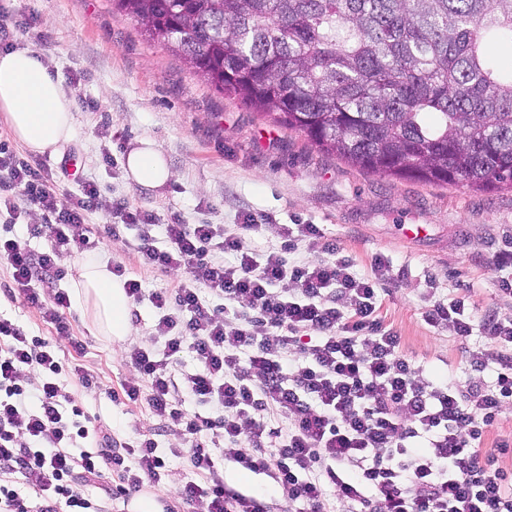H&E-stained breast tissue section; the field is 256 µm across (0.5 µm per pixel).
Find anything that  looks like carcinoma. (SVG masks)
I'll list each match as a JSON object with an SVG mask.
<instances>
[{
	"instance_id": "1",
	"label": "carcinoma",
	"mask_w": 512,
	"mask_h": 512,
	"mask_svg": "<svg viewBox=\"0 0 512 512\" xmlns=\"http://www.w3.org/2000/svg\"><path fill=\"white\" fill-rule=\"evenodd\" d=\"M220 92L370 173L512 188V0H116Z\"/></svg>"
}]
</instances>
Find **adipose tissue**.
I'll return each mask as SVG.
<instances>
[{"label": "adipose tissue", "instance_id": "adipose-tissue-1", "mask_svg": "<svg viewBox=\"0 0 512 512\" xmlns=\"http://www.w3.org/2000/svg\"><path fill=\"white\" fill-rule=\"evenodd\" d=\"M0 113L9 129L30 153L55 152L73 134V102L35 53L16 49L0 54ZM128 176L137 184L161 189L175 173L152 142L143 140L126 156ZM72 284L75 302L90 310L99 334L123 341L131 333L130 300L123 281L106 260L86 256L77 265Z\"/></svg>", "mask_w": 512, "mask_h": 512}]
</instances>
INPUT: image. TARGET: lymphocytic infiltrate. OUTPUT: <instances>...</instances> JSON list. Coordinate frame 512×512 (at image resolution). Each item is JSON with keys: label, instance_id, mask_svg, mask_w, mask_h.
<instances>
[{"label": "lymphocytic infiltrate", "instance_id": "lymphocytic-infiltrate-1", "mask_svg": "<svg viewBox=\"0 0 512 512\" xmlns=\"http://www.w3.org/2000/svg\"><path fill=\"white\" fill-rule=\"evenodd\" d=\"M52 171L0 146V210L21 207L45 221L0 239V261L13 284L73 349L64 289L42 292L59 275L60 253L80 254L91 242L82 227L100 204L97 183L84 182L69 205L50 190ZM108 237L134 232L141 264L178 271L168 287L144 294L126 278L131 302L149 298L159 317L161 350L132 347L141 376L123 392L146 402L164 427L182 435L194 473L178 495L199 512H270L264 499L227 487L225 456L240 469L267 474L287 494L283 512H512V441L484 448V437L512 407V316L475 320L464 298L436 302L428 324H452L459 337L481 330L485 347L470 351L471 371L488 381L458 389L423 378L400 349V338L377 317L378 269L353 271L338 243L325 258L292 261L297 241L321 237L315 224L282 225L280 249L259 251L220 224H154L126 212L105 225ZM51 249L33 255L31 239ZM215 299L205 308V298ZM195 367L185 370L184 355ZM38 381L25 379L28 368ZM76 378L95 385L82 367L66 368L45 340L0 317V512H111V501L166 475L158 444L144 434L116 450L112 429L92 424L69 391ZM200 408L189 411L185 399ZM222 434L213 453L208 438ZM115 489H99L106 470Z\"/></svg>", "mask_w": 512, "mask_h": 512}]
</instances>
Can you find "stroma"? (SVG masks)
<instances>
[{
	"mask_svg": "<svg viewBox=\"0 0 512 512\" xmlns=\"http://www.w3.org/2000/svg\"><path fill=\"white\" fill-rule=\"evenodd\" d=\"M1 11L22 22L18 46L42 54L73 101L74 134L46 160L59 205L68 204L81 180L98 183L101 205L88 217L94 254L125 264L149 291L177 279V272L130 262L123 243L105 237L104 225L119 223L123 205L148 211L158 224H221L233 232L250 219L254 229L242 233L259 250L280 246L281 225H319L357 272L370 273L375 258L385 261L380 314L424 378L467 386L465 350L474 340L445 323L431 326L424 315L435 301L463 296L477 315L512 316V297L494 285L495 260L512 253L511 188L381 177L321 152L302 134L216 91L180 56L146 38L113 0H0ZM142 139L175 173L163 189L125 176L124 155ZM324 239L299 241L293 259L324 258ZM12 287L0 264V316L45 339L61 361L95 375V389L75 382L70 390L120 442L136 444L139 432L155 430L166 470L164 503L190 512L177 497L191 477L178 431L158 426L147 405L121 395L123 383L138 377L127 347H153L157 310L146 300L136 304L133 335L116 346L70 306L65 315L83 346L78 353ZM224 481L273 504L285 499L265 475L229 461Z\"/></svg>",
	"mask_w": 512,
	"mask_h": 512,
	"instance_id": "35a3bbf8",
	"label": "stroma"
}]
</instances>
